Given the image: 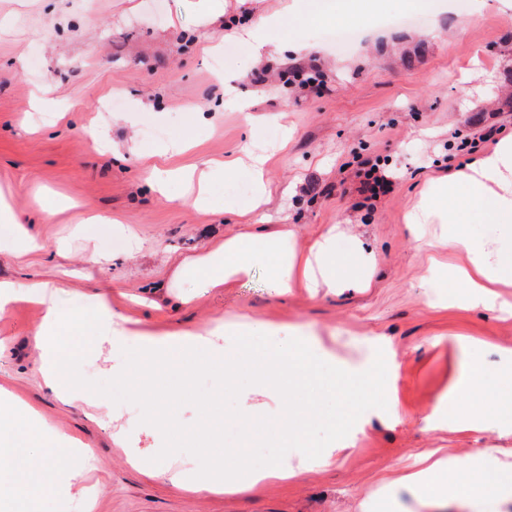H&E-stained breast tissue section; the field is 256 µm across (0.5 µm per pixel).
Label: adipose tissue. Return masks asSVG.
Listing matches in <instances>:
<instances>
[{
    "label": "adipose tissue",
    "instance_id": "1",
    "mask_svg": "<svg viewBox=\"0 0 512 512\" xmlns=\"http://www.w3.org/2000/svg\"><path fill=\"white\" fill-rule=\"evenodd\" d=\"M291 9L262 18L238 36L252 49L254 63H262L265 50L289 34ZM412 224H436V245L466 253L465 267L437 266L438 287L460 289L463 306L494 308L496 286L512 283V247L494 241H475L464 230L468 224H512V136L504 137L491 150L463 167L434 179L425 195L409 211ZM289 234L256 224L225 239L201 256L181 258L175 267L178 282H202L220 288L250 277L256 265H264L271 288L285 295L295 288H354L362 277L357 265L340 262L336 231L327 229L314 240L308 257L285 247ZM44 305L43 333L37 338L41 370L47 387L57 396L85 402L97 409L106 401L89 395L79 384V359L60 338L62 326L72 335L88 336L94 347L110 346L112 371L139 377L147 393L137 400L143 416L157 421L165 406V390L151 376L152 368L180 355L188 370L206 368L224 372V391L236 405L233 416L243 432L278 449L276 458L263 468L229 456L226 465L202 473L168 471L177 488L200 496L241 493L270 482L297 478L312 465H330L344 453L341 445L313 449L303 418L327 420L324 408L288 383L289 376L313 371L315 362L331 365L330 355L320 352L313 336H296L289 328L274 327L246 317L214 329L209 335L144 336L137 355L123 353L129 337L128 316L119 301L94 297L96 317H66L48 297L46 285L32 280L24 284L0 281V315L22 296ZM342 377L377 385V402H397L389 385L391 370L365 359L344 364ZM432 430L478 432L496 429L512 435V368L489 377L483 367L465 360L452 385L425 416ZM88 458L85 448L76 449L38 424L29 410L8 395H0V503L8 512H56L60 500L84 501L87 495L79 470L62 469L66 458ZM423 512H444L456 505L461 512H505L512 503V461H504L495 448L477 449L475 455L448 460H422L417 470L386 478L377 493L364 504L365 512H393L402 496Z\"/></svg>",
    "mask_w": 512,
    "mask_h": 512
}]
</instances>
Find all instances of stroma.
Returning <instances> with one entry per match:
<instances>
[{
	"instance_id": "obj_1",
	"label": "stroma",
	"mask_w": 512,
	"mask_h": 512,
	"mask_svg": "<svg viewBox=\"0 0 512 512\" xmlns=\"http://www.w3.org/2000/svg\"><path fill=\"white\" fill-rule=\"evenodd\" d=\"M223 2V15L208 23L202 0H0V195L39 243L21 255L0 250V280L42 281L59 304L85 313L92 296L128 295L133 331L154 336L204 334L246 315L318 337L340 359H358L372 340L380 358L398 366L399 410L317 372L308 387L332 383L319 402L336 424L308 422L309 440L317 448L331 436L348 441L347 457L286 484L190 495L164 471L208 466L211 452L195 447L190 434L202 422L201 402L220 391L218 376L203 372L184 386L178 363L163 368L177 447L162 473L145 476L126 450L157 447L161 437L142 422L131 383L113 378L109 360L73 341L83 387L102 395L125 429L121 448L94 409L46 387L35 344L43 308L23 300L0 315V388L33 407L47 430L92 451L83 470L87 501L67 502L62 512H361L382 479L419 455L438 448L457 457L478 448L512 453V436L424 425L466 354L490 374L512 364V318L433 306L427 242L434 227L406 221L428 181L466 160L460 138H478L491 125L512 133V11L499 10L497 0H454L451 12L445 0L426 10L389 0L378 35L362 30L349 46L325 37L332 21L299 19L302 51L267 49L268 77L254 84L250 51L229 25L257 22L282 0ZM473 12L479 22L460 27ZM298 67L318 70L321 91L298 85ZM176 138L191 140V148L151 156ZM260 149L268 152L271 194L255 223L287 227L289 247L299 253L338 226L340 255L355 257L361 247L374 254V265L362 270L365 287L280 296L260 270L221 288L174 287L177 258L240 231L249 178L227 179L208 205L196 207L184 183L155 192L152 169H200ZM376 157L393 186L368 211L356 171ZM94 250L112 262L88 264Z\"/></svg>"
}]
</instances>
